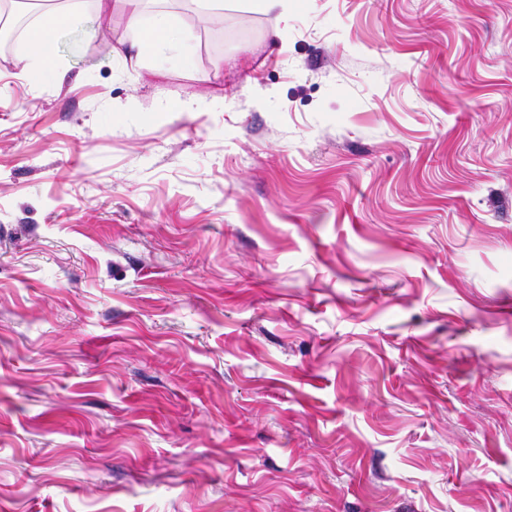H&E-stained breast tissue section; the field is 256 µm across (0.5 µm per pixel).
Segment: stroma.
Listing matches in <instances>:
<instances>
[{"instance_id": "stroma-1", "label": "stroma", "mask_w": 512, "mask_h": 512, "mask_svg": "<svg viewBox=\"0 0 512 512\" xmlns=\"http://www.w3.org/2000/svg\"><path fill=\"white\" fill-rule=\"evenodd\" d=\"M157 13L0 50V512H512V0ZM250 2L254 10L264 14L271 20L269 28L270 37H279V22L288 8V0H253ZM184 38L180 30L161 17L138 40L132 41L129 50L139 61L143 56H158L179 49Z\"/></svg>"}]
</instances>
